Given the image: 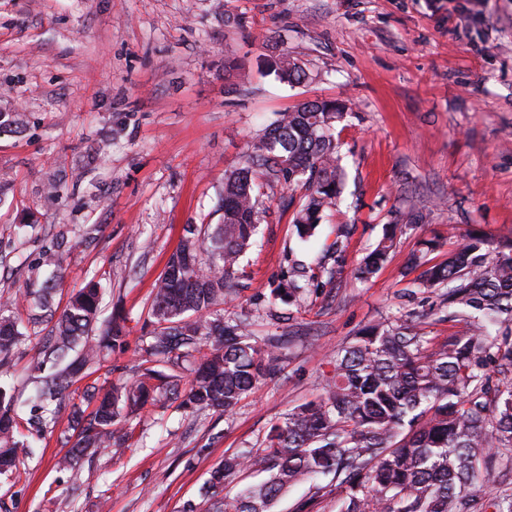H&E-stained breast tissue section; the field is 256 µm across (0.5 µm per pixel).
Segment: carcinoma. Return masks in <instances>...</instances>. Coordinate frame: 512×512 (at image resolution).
Listing matches in <instances>:
<instances>
[{
  "label": "carcinoma",
  "instance_id": "obj_1",
  "mask_svg": "<svg viewBox=\"0 0 512 512\" xmlns=\"http://www.w3.org/2000/svg\"><path fill=\"white\" fill-rule=\"evenodd\" d=\"M278 79L300 84L308 75L288 52L272 64ZM346 104L301 102L278 118L247 148L242 164L224 170L219 224H188L167 259L148 308L153 327L141 348L137 379L90 385V414L67 402L69 388L95 373L125 348L123 319L101 318L103 288L90 282L61 312L52 309L59 258L43 257L49 274L29 296L54 319L33 347L29 372L35 392L29 404L38 423L67 418L76 439L59 460L71 471L100 448L120 452L117 425L149 402L182 398L188 409L231 411L243 396L273 375L287 336H257L247 317L226 318L218 306L235 292L240 264L256 244L266 207L255 193L263 177L302 190L291 217L298 238L315 236L327 210L337 206L345 185L335 124ZM395 224L360 261L357 274L371 279L397 244ZM434 234L409 257L420 276L404 295L437 296L448 321L465 331L441 342L422 322L396 318L361 329L332 361L322 393L273 424L265 453L240 452L210 473L208 488L232 482L246 466L266 474L259 483L213 503V512H275L288 490L313 479L314 494L340 492L338 512H512V500L470 488L495 451L512 452V236L472 234L433 263L441 246ZM299 271L283 273L267 302L291 305L308 287ZM23 334L0 313V378L12 373L11 354ZM192 380L182 387L187 365ZM19 405L0 387V475L16 466Z\"/></svg>",
  "mask_w": 512,
  "mask_h": 512
}]
</instances>
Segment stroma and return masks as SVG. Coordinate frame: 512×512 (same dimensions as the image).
<instances>
[{
    "label": "stroma",
    "mask_w": 512,
    "mask_h": 512,
    "mask_svg": "<svg viewBox=\"0 0 512 512\" xmlns=\"http://www.w3.org/2000/svg\"><path fill=\"white\" fill-rule=\"evenodd\" d=\"M288 49L309 74L289 86L264 58ZM346 102L336 126L346 185L316 237L300 242L292 190L262 180L268 209L243 259L225 315L258 319L260 336L290 337L279 370L233 412L147 404L122 422L127 448L56 461L75 441L67 423L42 435L0 476V512H209L217 498L260 481L202 492L225 456L262 451L271 424L314 399L330 357L364 326L398 315L407 267L422 238L456 226L496 238L512 231V0H0V303L26 339L11 379L29 396L35 320L27 290L39 262L62 266L55 307L99 281L121 308L128 349L87 385L130 383L146 340L158 276L185 225L215 224L225 169L277 112L305 100ZM425 223L408 228L410 214ZM350 234L343 263L325 246ZM397 247L371 279L356 275L386 225ZM318 278L291 320H265L262 296L287 254Z\"/></svg>",
    "instance_id": "35a3bbf8"
}]
</instances>
